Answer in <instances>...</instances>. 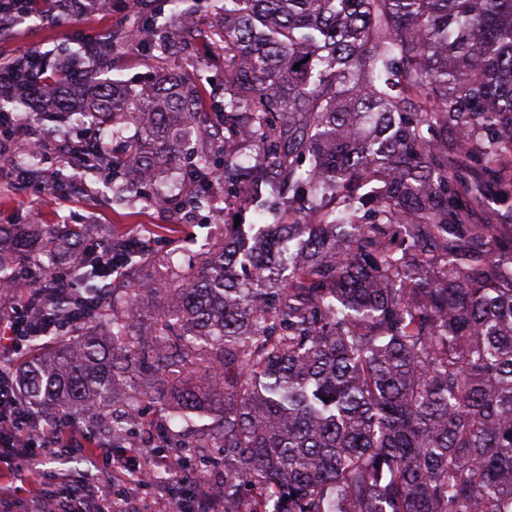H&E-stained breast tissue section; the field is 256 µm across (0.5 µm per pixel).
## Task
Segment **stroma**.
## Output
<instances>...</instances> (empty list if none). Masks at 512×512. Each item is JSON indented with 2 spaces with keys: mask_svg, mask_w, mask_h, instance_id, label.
Masks as SVG:
<instances>
[{
  "mask_svg": "<svg viewBox=\"0 0 512 512\" xmlns=\"http://www.w3.org/2000/svg\"><path fill=\"white\" fill-rule=\"evenodd\" d=\"M169 17L174 6L171 0H150L140 7L137 0H110L108 8L82 15L68 12L61 17V26L54 27L31 19L18 26L15 35L0 40V57L17 59L32 51L48 55L51 67L64 66L72 58L82 57L81 40L132 26L142 10ZM179 67L201 70L205 76L201 88L208 106L224 101V57L214 52L205 37H198L192 49L171 57L148 58L142 45L117 44L112 55L111 78L142 89L152 84L160 68ZM83 191L37 189L18 184L11 164L0 157V224H81L87 239H103V225H110L113 234L129 237L148 236L153 251L184 249L196 255L214 238L218 225L241 220L256 223L258 205L228 206L223 202L224 187L216 185V204L212 209L190 211L180 206L157 209L133 196L116 204L112 201V185L101 175L84 174ZM176 225V233H167L168 225ZM192 472L208 470L210 483L201 487L200 496L219 501L224 480V458L219 449L208 448L197 454L180 448H165L161 452L139 457L128 450L113 449L112 453L89 458L83 449L72 448L43 466L22 470L20 474L0 475V484L16 487L17 504L14 512H43L48 495L59 494V477L72 471L88 472L83 497L87 512H97L99 504L116 498L121 512H183L191 487L174 488L169 475L173 467ZM146 468L154 480L136 482L132 468Z\"/></svg>",
  "mask_w": 512,
  "mask_h": 512,
  "instance_id": "stroma-1",
  "label": "stroma"
}]
</instances>
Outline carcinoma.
<instances>
[{"mask_svg":"<svg viewBox=\"0 0 512 512\" xmlns=\"http://www.w3.org/2000/svg\"><path fill=\"white\" fill-rule=\"evenodd\" d=\"M223 129L199 76L140 92L88 72L79 107L123 143L79 145L116 196L266 197L190 271L135 238L105 248L153 268L101 290L80 224H0V284L61 261L80 288L32 291L25 401L119 440L143 400L187 451L224 453V512H512V0H222ZM150 16L122 36L172 54ZM112 33L83 43L108 64ZM299 69H294L295 64ZM21 57L0 72L44 117ZM255 151L245 164L241 154ZM495 201L505 211L477 222ZM212 423L195 430V418Z\"/></svg>","mask_w":512,"mask_h":512,"instance_id":"cac0c4a2","label":"carcinoma"}]
</instances>
